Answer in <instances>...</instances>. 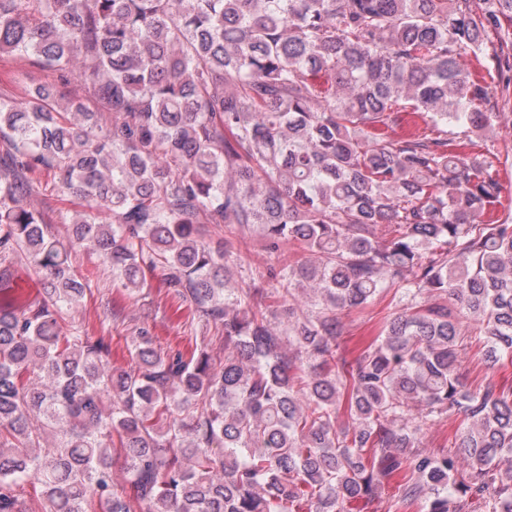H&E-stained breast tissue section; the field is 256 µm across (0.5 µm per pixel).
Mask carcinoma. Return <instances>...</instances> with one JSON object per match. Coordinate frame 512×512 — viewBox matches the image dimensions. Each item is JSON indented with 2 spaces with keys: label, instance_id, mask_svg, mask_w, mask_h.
<instances>
[{
  "label": "carcinoma",
  "instance_id": "1",
  "mask_svg": "<svg viewBox=\"0 0 512 512\" xmlns=\"http://www.w3.org/2000/svg\"><path fill=\"white\" fill-rule=\"evenodd\" d=\"M9 53L52 80L0 94V512H34L27 483L40 512H345L393 480L394 512H512V387L457 371L464 319L483 362L512 357V216L498 153L473 150L512 0H0ZM42 168L84 202L63 238L25 203ZM205 224L309 255L268 275L281 327ZM79 250L132 294L160 270L200 341L142 329L112 367L63 329L93 295ZM19 251L40 272L20 308ZM389 289L407 302L347 359L339 313ZM459 424V418L447 417L431 425L426 431L425 446L432 451H448Z\"/></svg>",
  "mask_w": 512,
  "mask_h": 512
}]
</instances>
